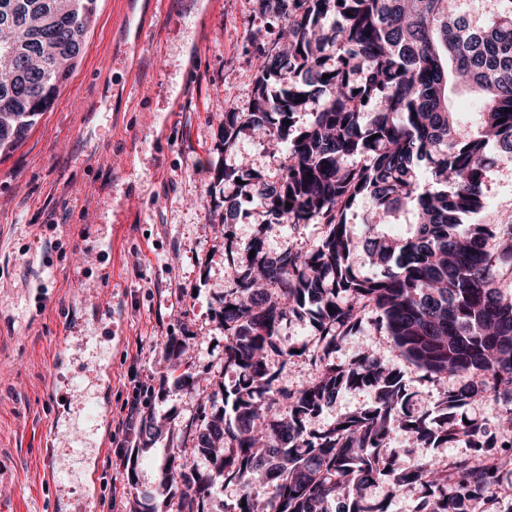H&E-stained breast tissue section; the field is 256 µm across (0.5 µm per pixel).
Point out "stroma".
<instances>
[{
  "label": "stroma",
  "instance_id": "35a3bbf8",
  "mask_svg": "<svg viewBox=\"0 0 512 512\" xmlns=\"http://www.w3.org/2000/svg\"><path fill=\"white\" fill-rule=\"evenodd\" d=\"M273 16L255 0H98L81 59L48 112L26 137L0 152V512H132L127 466L156 490L161 465L184 443L200 399L232 389L217 313L234 276L224 263L223 165L244 162L266 180L281 154L267 129L224 151V115L249 111L252 41L275 40ZM486 224H512V165L492 169ZM255 210L232 222L239 243L263 232L266 250L309 249L320 224H271ZM348 337L339 362L394 352L374 313ZM183 339V354L169 349ZM284 345L306 347L282 377L295 388L315 377L308 353L314 328L287 321ZM413 408L436 413L453 379L429 380L401 362ZM189 382H180L181 374ZM80 377L99 393L88 420L82 397L65 387ZM139 417L165 416L149 450L137 453L127 429ZM69 421L58 463L71 480L67 500L42 489V455L57 422Z\"/></svg>",
  "mask_w": 512,
  "mask_h": 512
}]
</instances>
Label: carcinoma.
<instances>
[{
	"mask_svg": "<svg viewBox=\"0 0 512 512\" xmlns=\"http://www.w3.org/2000/svg\"><path fill=\"white\" fill-rule=\"evenodd\" d=\"M95 2L0 0V148L18 144L51 107L82 54ZM277 2L278 37L255 45L251 108L225 113L224 151L266 127L270 145L288 152L275 181L228 165L217 178L237 185L224 196L227 215L253 207L274 224L327 231L310 251L275 255L259 235L241 245L224 231L235 271L221 313L224 365L238 373L224 393L231 410L209 412L214 392L188 425L207 471L185 470L172 453L151 494L139 490L130 464L133 512H158L159 496L171 512H204L218 481L241 487L229 512H257L259 500L262 512H330L334 503L338 512H390L388 500L367 499L378 481L395 493L420 491L415 512H496L497 490L512 476V299L499 287L512 275V224L475 216L487 205L490 169L512 164V0H498L480 26L457 0ZM459 88L477 94L471 124L450 104ZM301 112L311 116L303 129ZM361 198L375 218L357 239L347 213ZM399 223L405 233L382 231ZM361 304L375 311L396 357L432 380L454 378L441 415L409 408L397 364L369 351L336 362L343 341L364 330ZM292 319L309 320L321 341L311 355L320 371L298 389L282 378L294 348L278 342ZM361 389L371 406L307 431V419L340 393ZM489 396L504 410L497 458L482 452L480 423L456 419L457 409ZM163 427L150 414L145 440ZM397 432L418 448L462 442L470 452L403 468L379 452Z\"/></svg>",
	"mask_w": 512,
	"mask_h": 512,
	"instance_id": "cac0c4a2",
	"label": "carcinoma"
}]
</instances>
